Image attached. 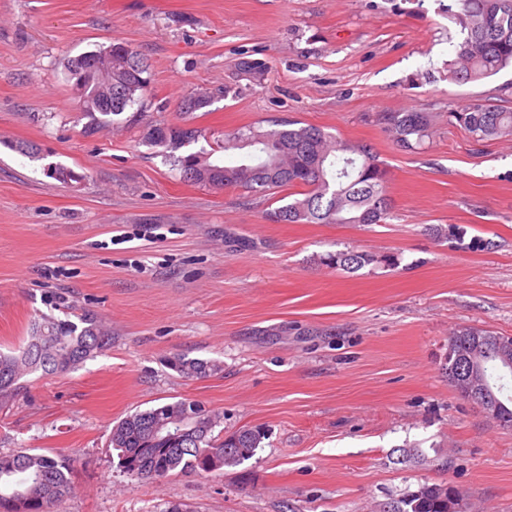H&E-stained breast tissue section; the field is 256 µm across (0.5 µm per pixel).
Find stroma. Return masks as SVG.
<instances>
[{
  "instance_id": "1",
  "label": "stroma",
  "mask_w": 512,
  "mask_h": 512,
  "mask_svg": "<svg viewBox=\"0 0 512 512\" xmlns=\"http://www.w3.org/2000/svg\"><path fill=\"white\" fill-rule=\"evenodd\" d=\"M456 10L457 0H0V350L25 343L43 315L90 313L112 336L93 360L26 376L0 404V455H76L55 512H383L441 481L470 512H512V430L442 369L456 328L512 336V141L475 143L448 119L475 99L512 111V70L449 79ZM116 42L149 65L153 119L179 122L186 95L218 92L192 121L190 151L275 119L319 126L384 164L391 218L277 223L269 196L184 181L139 129L86 133L65 65ZM243 58L266 63L260 79L239 70ZM407 111L436 115L412 151L378 122ZM51 166L74 180L48 177ZM449 224L469 246L433 236ZM353 247L398 264L347 273L317 261ZM176 353L223 369L185 380L168 364ZM182 399L221 413L220 431L260 426L267 437L236 467L152 483L123 473L113 425Z\"/></svg>"
}]
</instances>
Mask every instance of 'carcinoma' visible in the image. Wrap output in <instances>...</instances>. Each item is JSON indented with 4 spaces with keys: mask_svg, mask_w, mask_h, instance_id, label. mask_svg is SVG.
Segmentation results:
<instances>
[{
    "mask_svg": "<svg viewBox=\"0 0 512 512\" xmlns=\"http://www.w3.org/2000/svg\"><path fill=\"white\" fill-rule=\"evenodd\" d=\"M457 22L463 38L448 64L452 80L476 82L512 68V0H458ZM123 51L127 60H112V67L97 71L67 70L75 79L83 112L90 118L85 133L117 125L116 117L132 111L131 123L143 127V139L166 155L195 141L198 130L187 124L145 119L144 95L150 84L149 66L125 43L104 51ZM213 96L196 91L183 103L188 116L209 106ZM476 142L512 140V112L487 101H476L450 113ZM385 132L406 150L420 144L431 131L429 112H388L380 117ZM260 131L245 126L224 133L220 149L224 164H213L204 152L181 158L183 177L216 188L242 186L277 194L290 190L288 201L270 216L288 224H384L391 217L386 172L364 146L343 142L321 127L295 121H269ZM329 268L354 273L362 268L393 266L395 256L347 249L319 257ZM452 354L470 355L476 349L492 351L497 344L512 345V336H498L475 327L458 328L448 337ZM111 342L91 314L79 322L43 316L32 326L28 342L12 354H0V397L8 399L20 389L19 380L36 371L66 373L103 352ZM169 363L188 380L222 370L215 360L175 353ZM484 385L499 402L496 421L512 428V369L504 373L496 358L483 359ZM185 401L165 403L137 411L112 428V447L120 451L119 465L130 476L151 483L174 474L208 473L237 466L251 459L265 432L243 427L228 435L214 434L218 413L200 410L187 425L189 435L162 424L182 419ZM76 459L57 453L20 448L0 456V512H53L71 493L70 474ZM395 512H448V484L424 483L397 501Z\"/></svg>",
    "mask_w": 512,
    "mask_h": 512,
    "instance_id": "1",
    "label": "carcinoma"
}]
</instances>
